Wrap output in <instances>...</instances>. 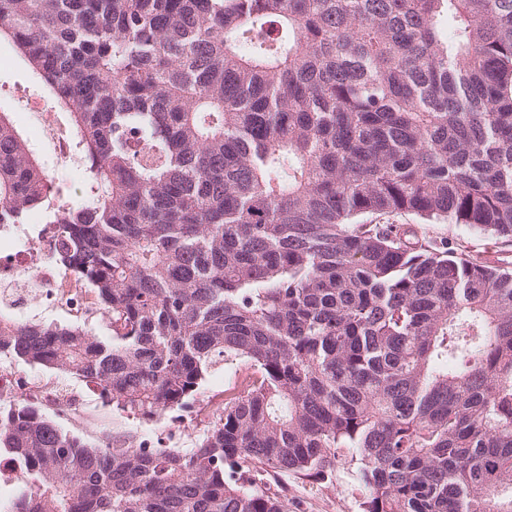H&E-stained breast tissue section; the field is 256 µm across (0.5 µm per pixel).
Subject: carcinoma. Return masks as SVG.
<instances>
[{"label": "carcinoma", "instance_id": "cac0c4a2", "mask_svg": "<svg viewBox=\"0 0 512 512\" xmlns=\"http://www.w3.org/2000/svg\"><path fill=\"white\" fill-rule=\"evenodd\" d=\"M2 39L82 168L0 112V224L58 225L112 341L0 314V355L144 419L246 365L187 451L0 410L5 512H285L264 472L340 467L363 512H512V268L425 231L512 243V0H0ZM33 101H39L42 108L54 114L58 135L70 139L72 127L66 112H55L52 98L43 85L32 77L25 63L15 53L7 40L0 42V112H7L14 124L25 134L32 151L42 163L50 179L64 192V196L77 200L81 195L79 173L81 161L77 155L72 156L75 163L66 162L56 155L57 140L40 143V125L46 127V119L41 124L33 123L24 107ZM429 234L437 239L447 238L449 243H463L472 249L488 248L494 250H502L500 257L512 262V246L493 247L494 240L490 236L472 230L464 224H429L426 226Z\"/></svg>", "mask_w": 512, "mask_h": 512}]
</instances>
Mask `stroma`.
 Wrapping results in <instances>:
<instances>
[{"label": "stroma", "instance_id": "35a3bbf8", "mask_svg": "<svg viewBox=\"0 0 512 512\" xmlns=\"http://www.w3.org/2000/svg\"><path fill=\"white\" fill-rule=\"evenodd\" d=\"M40 102L57 122L59 137L72 136L67 113L54 109L52 98L43 85L32 77L25 63L10 43L0 42V112L8 113L25 134L32 151L42 163L50 179L63 190L66 198L75 200L81 194L80 163L60 159L54 141H40V126L33 123L25 107ZM8 317L21 323H43L60 327L78 325L101 339H109L110 331L96 303H89L86 314L69 317L56 298L44 297L8 309ZM44 381L68 391L75 399L74 410L37 402L41 413L52 419L65 432L84 443L95 446L106 438H128L131 443L150 440L161 448H192L204 429L201 418L190 411L165 413L150 420L128 416L99 398L96 391L74 375L28 365L15 359L0 357V374ZM265 490L279 494L288 512H361L364 489L355 474L345 469L328 473L325 479L311 481L293 473L273 472L265 479Z\"/></svg>", "mask_w": 512, "mask_h": 512}]
</instances>
